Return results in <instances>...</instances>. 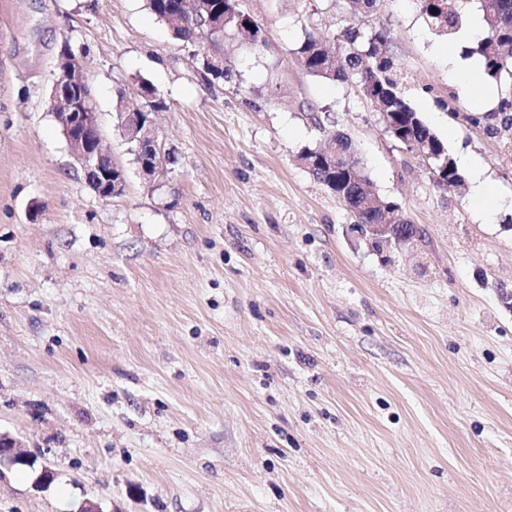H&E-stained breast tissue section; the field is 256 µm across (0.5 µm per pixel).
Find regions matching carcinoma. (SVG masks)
I'll return each instance as SVG.
<instances>
[{
	"mask_svg": "<svg viewBox=\"0 0 512 512\" xmlns=\"http://www.w3.org/2000/svg\"><path fill=\"white\" fill-rule=\"evenodd\" d=\"M148 9L156 18L171 28L173 38L192 44L205 25L199 21L198 0H147ZM466 0H418L421 11L431 26L439 33L452 35L458 32L465 18ZM211 8L216 16L224 19V36L241 37L253 48L266 45L267 33L246 13L240 0H213ZM486 32L478 42L476 53L482 58L484 74L499 82L512 79V0H492V7L484 19ZM294 56L312 76L323 81L356 79L358 85L367 84L365 99L377 111L390 113L393 120L389 134L406 150L417 153L447 156L443 141L433 133L420 116L404 100L396 81L391 77L393 60L388 31L380 26L369 33L352 23L339 34L327 35L308 31L293 49ZM203 77L207 80L232 82L238 71L230 62L208 70L203 63ZM144 105L136 112H158L166 108L157 89L145 81L138 82ZM344 160H325L319 150L306 149L299 159H310L307 171L315 180L342 197V202L356 224H375L382 218L378 210L363 209V192L375 195L366 171H358L362 161L356 156L351 141L342 133L337 134Z\"/></svg>",
	"mask_w": 512,
	"mask_h": 512,
	"instance_id": "obj_1",
	"label": "carcinoma"
}]
</instances>
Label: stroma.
I'll list each match as a JSON object with an SVG mask.
<instances>
[{"mask_svg": "<svg viewBox=\"0 0 512 512\" xmlns=\"http://www.w3.org/2000/svg\"><path fill=\"white\" fill-rule=\"evenodd\" d=\"M268 43L227 39L210 82L146 0H0V512H512V134L503 84L462 96L412 0H243ZM385 26L406 101L481 161L496 218L440 187L354 82L309 75L305 32ZM85 69L123 196L85 183L51 112L63 48ZM174 163L145 179L115 126L138 80ZM346 134L423 232L377 251L300 165ZM37 219H30L31 210ZM56 481L39 486L40 465Z\"/></svg>", "mask_w": 512, "mask_h": 512, "instance_id": "35a3bbf8", "label": "stroma"}]
</instances>
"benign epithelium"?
Masks as SVG:
<instances>
[{"instance_id": "benign-epithelium-1", "label": "benign epithelium", "mask_w": 512, "mask_h": 512, "mask_svg": "<svg viewBox=\"0 0 512 512\" xmlns=\"http://www.w3.org/2000/svg\"><path fill=\"white\" fill-rule=\"evenodd\" d=\"M59 72L67 79H55L51 89L52 113L62 128L75 164L84 174L85 182L93 186L103 200H110L125 191L127 174L124 167L112 159L103 147L99 113L94 111L91 88L79 57L66 52L58 59ZM127 143L134 145V161L145 176H164L168 162L162 141L155 129L154 117L142 112H119L117 124ZM390 221L384 224H362L357 233L369 240L385 239L398 247L415 240L406 231L403 214L388 211ZM26 458L18 443L0 435V466H12Z\"/></svg>"}]
</instances>
